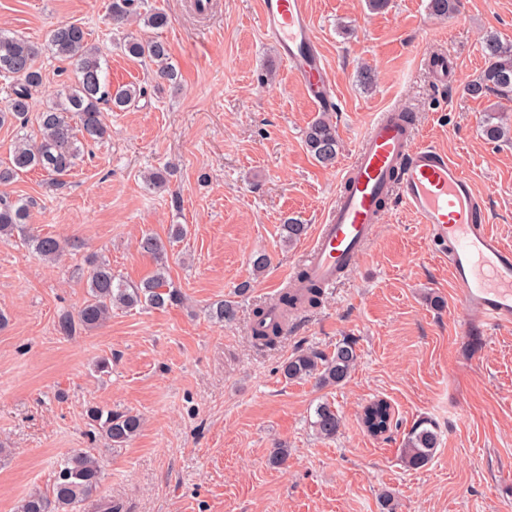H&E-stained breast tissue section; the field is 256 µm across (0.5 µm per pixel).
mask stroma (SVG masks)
Returning a JSON list of instances; mask_svg holds the SVG:
<instances>
[{"instance_id":"1","label":"stroma","mask_w":512,"mask_h":512,"mask_svg":"<svg viewBox=\"0 0 512 512\" xmlns=\"http://www.w3.org/2000/svg\"><path fill=\"white\" fill-rule=\"evenodd\" d=\"M111 0H0V29L46 44L50 30L75 23L98 46L113 84L145 95L107 113L109 137L89 143L57 189L35 170L7 186L31 200L29 226L78 241L55 263L21 238L0 242V512L49 489L58 460L94 449L103 471L98 497L120 512H512V325L482 347L465 343L467 316L448 261L429 245L426 225L402 204L386 210L361 261L320 307L294 321L271 348L253 346V312L274 306L280 282L304 260L305 241L288 245L281 226L308 228L336 200L338 176L376 113L413 118L420 140L459 163L486 203L492 231L512 245V141L486 140L489 115L512 125V100L475 98L464 87L484 67L487 35L512 40V0H461L440 19L430 0H309L315 34L334 86L339 150L324 167L306 151L318 115L274 48L261 36L258 0H213L207 17L188 0H144L164 10L160 39L180 73L179 87L156 85L144 65L117 45ZM447 51L456 79L438 85L430 55ZM43 84L25 123L0 126V160L37 130V112L69 82L68 62L43 52ZM171 165L169 186L148 191L145 174ZM187 228L169 253L168 274L186 297L165 309H116L99 328L66 337L57 317L87 296V258L107 260L136 283L155 263L136 249L147 232ZM264 253L270 267L254 274ZM250 282L246 295L235 288ZM235 300L234 322L208 316ZM356 342L358 361L343 386L316 388L285 379L282 364L301 349L332 352ZM111 361L100 373V359ZM391 404L388 437L362 425L364 406ZM332 403L341 427L321 439L311 423ZM139 413L140 433L125 447L93 436L85 409ZM434 421L440 443L419 469L402 461L407 432ZM285 444V465L269 462Z\"/></svg>"}]
</instances>
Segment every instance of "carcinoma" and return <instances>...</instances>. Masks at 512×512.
I'll return each instance as SVG.
<instances>
[{
  "label": "carcinoma",
  "instance_id": "cac0c4a2",
  "mask_svg": "<svg viewBox=\"0 0 512 512\" xmlns=\"http://www.w3.org/2000/svg\"><path fill=\"white\" fill-rule=\"evenodd\" d=\"M460 0H430L432 13L439 17L453 15ZM141 0H112V25L121 28L135 16L144 26L159 29L170 23L163 11L141 12ZM69 61L73 77L69 84L58 91V99L38 113V129L33 137L16 141L6 163H0V186L13 182L20 174L38 169L47 174L51 184H59L84 152V145L106 138L109 126L101 106L122 109L135 103L145 90L135 84L112 86L102 66L100 51L89 45L87 33L76 24L59 25L50 34L46 47L20 36L0 32V76L11 81V93L0 106V125L26 115L32 108V91L43 83L37 60L43 49ZM123 49L132 58L156 66L159 79L176 85L179 73L169 62V49L159 39H139L126 35ZM486 66L472 80L466 91L473 97L493 93L512 99V42L490 34L484 41ZM483 133L491 141L512 138V127L486 121ZM306 150L324 167L335 163L339 149L336 127L325 114L312 121L304 132ZM168 182V171L157 168L146 176V187L161 191ZM30 203L22 198L12 199L0 193V240L11 239L19 233L33 253L41 260L59 259L68 246V240L49 235H39L27 230ZM186 233L175 224L167 239L145 234L137 241V250L155 261L154 274L137 284H128L112 273V266L105 260L94 259L88 272L87 297L77 312L60 314V333L71 336L76 329H90L103 325L112 317V308H133L147 305L165 308L183 303L180 289L167 277V258L171 242ZM324 292L316 283H309L305 296L285 288L280 293L276 308L283 316L298 307L315 309L322 303ZM237 306L233 301L220 300L210 308L208 315L218 322L230 323L236 319ZM269 310L254 311L253 324L260 330L251 334L259 348H269L288 330V325L267 322ZM358 359L355 341L345 338L336 343L330 353L308 349L289 357L282 365L284 377L290 380L313 379L321 387H337L350 377ZM89 421L94 423L100 436L110 448H122L142 429V419L131 411H118L90 405L86 409ZM362 422L367 430L391 431L393 418L384 401L369 404L363 412ZM341 417L329 402H322L315 409L312 427L323 438L336 436ZM439 444L438 433L429 419H421L408 432L402 448V458L412 469L424 467L432 459ZM101 481L98 457L90 450H78L57 464L53 484L45 492H34L24 498L17 512H81L82 506L94 501Z\"/></svg>",
  "mask_w": 512,
  "mask_h": 512
}]
</instances>
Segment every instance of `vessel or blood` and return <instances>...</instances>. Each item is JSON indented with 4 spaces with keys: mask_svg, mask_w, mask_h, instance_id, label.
Masks as SVG:
<instances>
[{
    "mask_svg": "<svg viewBox=\"0 0 512 512\" xmlns=\"http://www.w3.org/2000/svg\"><path fill=\"white\" fill-rule=\"evenodd\" d=\"M262 33L277 49L311 103L330 106L332 85L314 35L307 0H259ZM426 224L430 242L448 259L457 297L478 332L512 324V248L488 228L483 201L459 164L418 141L405 113H377L345 166L323 224L305 252L310 280L336 287L360 261L390 202Z\"/></svg>",
    "mask_w": 512,
    "mask_h": 512,
    "instance_id": "b4317fda",
    "label": "vessel or blood"
}]
</instances>
